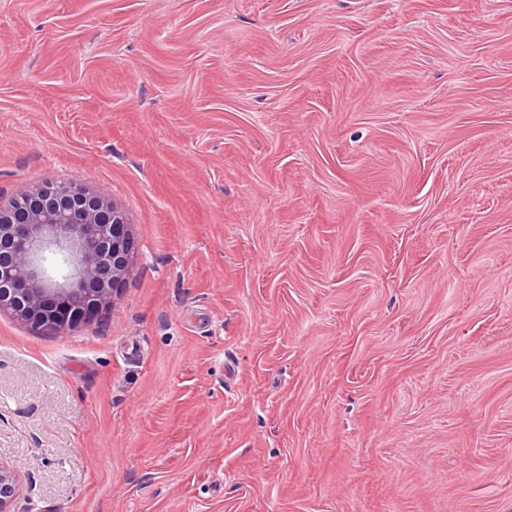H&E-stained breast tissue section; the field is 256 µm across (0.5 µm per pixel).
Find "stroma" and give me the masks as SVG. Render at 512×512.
<instances>
[{
    "instance_id": "35a3bbf8",
    "label": "stroma",
    "mask_w": 512,
    "mask_h": 512,
    "mask_svg": "<svg viewBox=\"0 0 512 512\" xmlns=\"http://www.w3.org/2000/svg\"><path fill=\"white\" fill-rule=\"evenodd\" d=\"M135 250L0 312L11 512H512V0H0V202ZM75 183L35 186L0 204V310L58 336L93 319L127 276L134 241L124 213ZM61 259L67 271H49Z\"/></svg>"
}]
</instances>
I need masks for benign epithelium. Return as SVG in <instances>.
<instances>
[{
	"mask_svg": "<svg viewBox=\"0 0 512 512\" xmlns=\"http://www.w3.org/2000/svg\"><path fill=\"white\" fill-rule=\"evenodd\" d=\"M134 241L106 195L75 183L35 186L0 205V310L58 336L93 319L127 276ZM59 259L67 271H49ZM14 472L0 465V512H11Z\"/></svg>",
	"mask_w": 512,
	"mask_h": 512,
	"instance_id": "1",
	"label": "benign epithelium"
}]
</instances>
